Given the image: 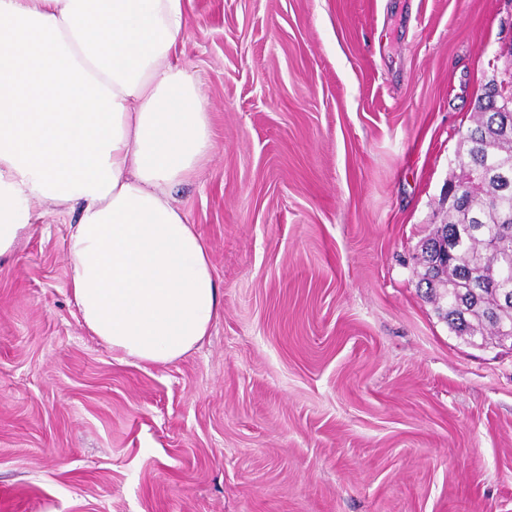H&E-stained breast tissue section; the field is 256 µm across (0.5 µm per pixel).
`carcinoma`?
Listing matches in <instances>:
<instances>
[{"instance_id": "obj_1", "label": "carcinoma", "mask_w": 512, "mask_h": 512, "mask_svg": "<svg viewBox=\"0 0 512 512\" xmlns=\"http://www.w3.org/2000/svg\"><path fill=\"white\" fill-rule=\"evenodd\" d=\"M463 146L460 169L480 177L462 184V202L426 240L428 250L451 254L436 267L422 265L421 283L448 329L484 348L512 338V301L495 288L512 273V91L498 94L490 84ZM492 238L498 241L493 251Z\"/></svg>"}]
</instances>
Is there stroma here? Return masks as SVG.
Returning <instances> with one entry per match:
<instances>
[{
	"mask_svg": "<svg viewBox=\"0 0 512 512\" xmlns=\"http://www.w3.org/2000/svg\"><path fill=\"white\" fill-rule=\"evenodd\" d=\"M511 41L512 0H190L214 145L172 196L222 313L117 359L46 210L0 258V512H512V348L418 290Z\"/></svg>",
	"mask_w": 512,
	"mask_h": 512,
	"instance_id": "obj_1",
	"label": "stroma"
}]
</instances>
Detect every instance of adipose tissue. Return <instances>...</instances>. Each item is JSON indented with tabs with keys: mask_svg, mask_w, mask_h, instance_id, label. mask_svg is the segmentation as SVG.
Wrapping results in <instances>:
<instances>
[{
	"mask_svg": "<svg viewBox=\"0 0 512 512\" xmlns=\"http://www.w3.org/2000/svg\"><path fill=\"white\" fill-rule=\"evenodd\" d=\"M186 0H0V257L33 204L78 206L72 297L113 351L163 365L222 309L210 251L172 199L213 141L177 59Z\"/></svg>",
	"mask_w": 512,
	"mask_h": 512,
	"instance_id": "adipose-tissue-1",
	"label": "adipose tissue"
}]
</instances>
